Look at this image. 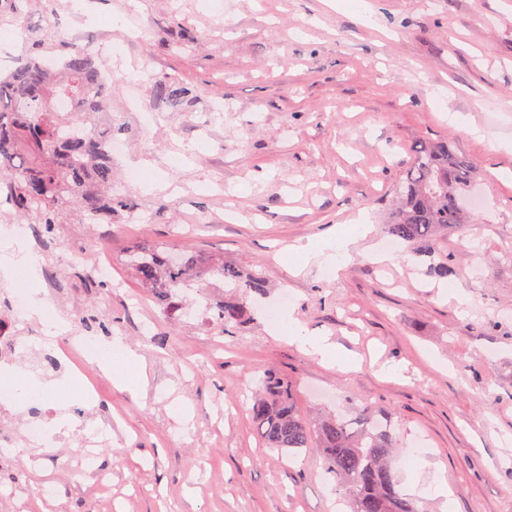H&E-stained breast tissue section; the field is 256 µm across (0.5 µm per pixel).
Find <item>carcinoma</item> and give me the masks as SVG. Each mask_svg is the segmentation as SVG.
I'll list each match as a JSON object with an SVG mask.
<instances>
[{
	"mask_svg": "<svg viewBox=\"0 0 512 512\" xmlns=\"http://www.w3.org/2000/svg\"><path fill=\"white\" fill-rule=\"evenodd\" d=\"M41 40L10 74H0V180L9 188L7 203L19 217L50 233L68 211L83 224L112 223V154L115 130L99 122L112 98V76L96 56L74 42H61L54 68L39 54ZM156 98L181 107L187 89L168 78L155 84ZM70 104L67 115L59 99ZM475 169L469 157L446 140L417 144L410 165L395 187L399 206L385 229L421 255L420 247L465 223ZM137 247L126 265L134 278L165 305L177 320L185 309L180 286L208 283L218 276L239 289L233 295L210 296L213 317L222 328L252 320L250 294H264L267 283L224 261V254L184 253ZM261 441L282 456L293 457L317 441L325 471L351 500L352 512H421L399 488L391 466L397 449L392 417L363 407L351 417L327 415L310 424L299 411L293 384L267 372L249 407Z\"/></svg>",
	"mask_w": 512,
	"mask_h": 512,
	"instance_id": "1",
	"label": "carcinoma"
}]
</instances>
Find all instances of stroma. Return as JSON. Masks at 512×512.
Masks as SVG:
<instances>
[{
  "label": "stroma",
  "instance_id": "stroma-1",
  "mask_svg": "<svg viewBox=\"0 0 512 512\" xmlns=\"http://www.w3.org/2000/svg\"><path fill=\"white\" fill-rule=\"evenodd\" d=\"M28 15L14 60L33 35L50 56L63 38L121 47L102 62L112 123L126 130L112 183L132 203L108 224L66 217L29 286L88 335L108 324L146 380L136 394L102 377L93 399L71 393L65 445H29L26 408L0 414L15 441L0 456V512H346L321 449L282 458L245 409L215 421L268 370L293 381L308 419L365 406L391 415L392 467L421 512H512V0H84L80 17L70 0H31ZM166 77L187 87L182 109L156 100ZM443 138L470 157L485 208L431 242V257L383 255L412 147ZM129 167L155 190L126 184ZM362 214L372 232L335 275L321 259L298 272L280 259L350 232ZM138 243L220 252L265 276V295L248 298L253 320L226 330L192 313L169 320L124 264ZM103 256L104 287L89 277ZM433 258L448 260L466 309L440 295ZM284 293L306 333L354 356L351 371L273 336L263 308ZM138 298L156 319L144 339L130 316ZM388 360L401 376L380 373ZM91 430L104 481L73 467ZM437 479L451 500L427 495Z\"/></svg>",
  "mask_w": 512,
  "mask_h": 512
}]
</instances>
